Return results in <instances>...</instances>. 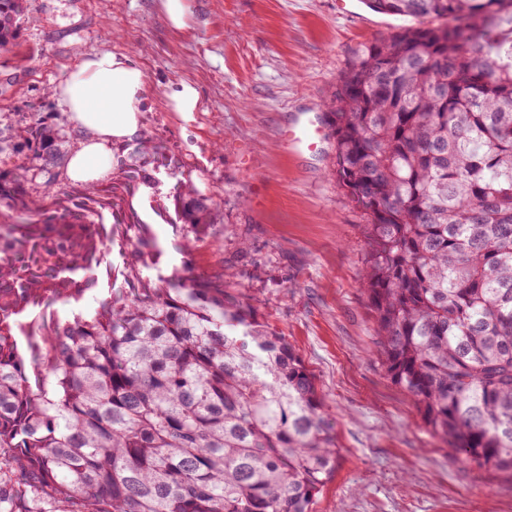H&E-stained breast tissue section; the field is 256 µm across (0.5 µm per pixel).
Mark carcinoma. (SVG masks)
I'll return each instance as SVG.
<instances>
[{
	"label": "carcinoma",
	"instance_id": "carcinoma-1",
	"mask_svg": "<svg viewBox=\"0 0 512 512\" xmlns=\"http://www.w3.org/2000/svg\"><path fill=\"white\" fill-rule=\"evenodd\" d=\"M365 4L415 21L358 47L327 112L387 373L463 461L512 472V0ZM22 10L0 0V48ZM64 144L32 116L0 166V512H311L340 455L314 375L224 277L164 273L132 206L171 159L144 138L73 201ZM172 204L189 253L213 200ZM115 248L94 312L51 313Z\"/></svg>",
	"mask_w": 512,
	"mask_h": 512
}]
</instances>
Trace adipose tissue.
I'll return each mask as SVG.
<instances>
[{
	"label": "adipose tissue",
	"mask_w": 512,
	"mask_h": 512,
	"mask_svg": "<svg viewBox=\"0 0 512 512\" xmlns=\"http://www.w3.org/2000/svg\"><path fill=\"white\" fill-rule=\"evenodd\" d=\"M145 73L130 55L102 52L82 59L54 85L51 94L82 135L67 160L77 183L98 184L112 170L114 147L130 142L142 128Z\"/></svg>",
	"instance_id": "adipose-tissue-1"
}]
</instances>
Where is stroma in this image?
Returning a JSON list of instances; mask_svg holds the SVG:
<instances>
[{
  "label": "stroma",
  "mask_w": 512,
  "mask_h": 512,
  "mask_svg": "<svg viewBox=\"0 0 512 512\" xmlns=\"http://www.w3.org/2000/svg\"><path fill=\"white\" fill-rule=\"evenodd\" d=\"M158 4L24 0L18 37L0 49V140L40 112L75 151L81 135L51 87L82 58L132 54L146 74L142 132L173 159L163 189L139 185L133 207L165 272L223 275L315 375L340 459L312 512H512V475L466 465L387 374L362 284L363 219L336 179L330 127L312 151L287 140L328 112L359 45L399 19L363 0H188L175 31ZM183 81L202 99L189 121L168 105ZM186 181L212 198L214 222L174 264L184 231L159 212Z\"/></svg>",
  "instance_id": "35a3bbf8"
}]
</instances>
